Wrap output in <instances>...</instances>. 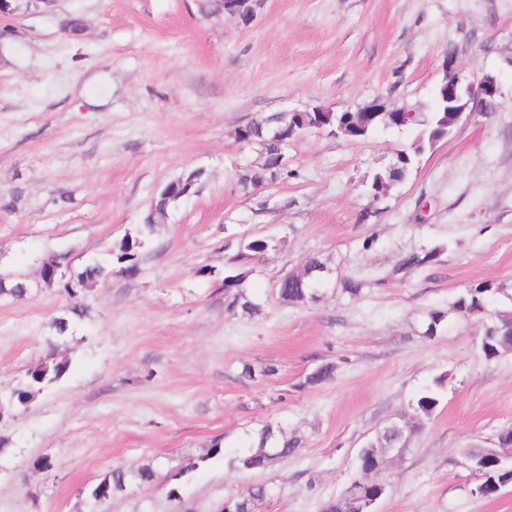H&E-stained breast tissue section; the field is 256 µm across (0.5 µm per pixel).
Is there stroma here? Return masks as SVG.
<instances>
[{"instance_id":"obj_1","label":"stroma","mask_w":512,"mask_h":512,"mask_svg":"<svg viewBox=\"0 0 512 512\" xmlns=\"http://www.w3.org/2000/svg\"><path fill=\"white\" fill-rule=\"evenodd\" d=\"M450 54L463 82L496 80V108L464 115L387 195L372 179L414 129L311 132L289 143L287 174L239 185L260 157L238 126L372 101L433 111ZM192 170L200 186L157 224L137 275L98 282L58 336L69 298L40 286L41 258L74 271L107 259ZM242 237L279 241L249 263L254 315L224 304ZM440 242L436 263L385 281L400 256ZM313 257L332 271L327 293L280 301L277 279ZM5 274L28 293L0 299V394L48 353L70 368L0 422L12 450L0 512H221L260 483L273 493L253 512H321L356 475L361 443L393 415L413 420V397L441 375L438 408L379 475V512H512L510 485L472 495L463 456L512 427V352L486 359L473 317L422 334L427 312L467 288L512 295V0H259L246 21L213 0H13L0 16ZM346 278L365 281L358 296L343 294ZM323 363L334 374L308 384ZM247 365L275 373L241 378ZM266 424L299 438L293 456L259 473L228 467ZM43 457L52 469L36 467ZM147 461L160 465L152 482L92 500L113 466Z\"/></svg>"}]
</instances>
